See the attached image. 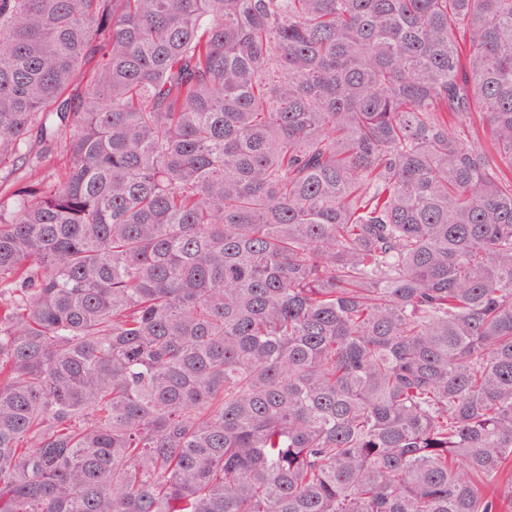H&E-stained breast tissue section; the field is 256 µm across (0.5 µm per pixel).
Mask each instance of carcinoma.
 Listing matches in <instances>:
<instances>
[{
    "mask_svg": "<svg viewBox=\"0 0 512 512\" xmlns=\"http://www.w3.org/2000/svg\"><path fill=\"white\" fill-rule=\"evenodd\" d=\"M0 512H512V0H0Z\"/></svg>",
    "mask_w": 512,
    "mask_h": 512,
    "instance_id": "1",
    "label": "carcinoma"
}]
</instances>
